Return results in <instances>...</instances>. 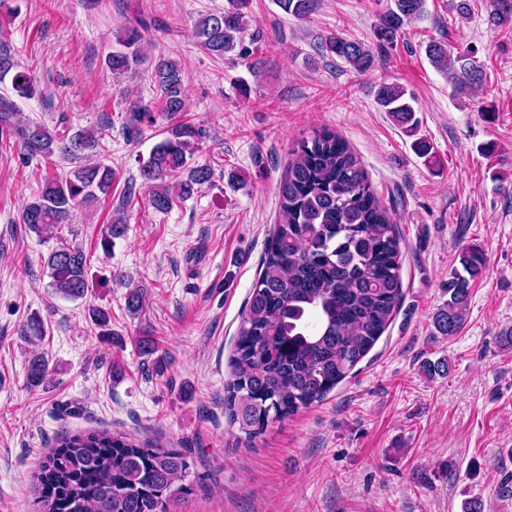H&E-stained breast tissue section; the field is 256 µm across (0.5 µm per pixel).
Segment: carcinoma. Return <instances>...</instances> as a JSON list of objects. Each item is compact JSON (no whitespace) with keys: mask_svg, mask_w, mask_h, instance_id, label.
<instances>
[{"mask_svg":"<svg viewBox=\"0 0 512 512\" xmlns=\"http://www.w3.org/2000/svg\"><path fill=\"white\" fill-rule=\"evenodd\" d=\"M288 15L308 19L318 0H277ZM250 0H228V7L208 14L194 25V36L210 54L259 71V35H246L245 10ZM427 15L426 0H391L374 30L377 46H392L401 28ZM490 21L502 26L512 20V0H497ZM140 21L122 28L123 47L108 57L112 74L120 78L143 62ZM323 51L357 72L373 65V48L359 40L331 35ZM431 64L445 74L456 94H475L486 73L469 50L452 54L448 44L432 40L426 46ZM149 78L155 96L125 111L131 135L167 121L163 139L139 161V175L149 190L151 207L167 213L178 200L211 181L206 165H191L203 128L179 121L185 110V74L170 58L158 57ZM10 80L13 95L0 96V142H13L18 157L54 162L59 157L81 164L64 178L45 176L38 196L21 213L26 229L57 245L46 260L51 286L70 299L84 298L90 288L89 256L58 236V226L71 211L96 194L109 195L115 172L90 161L99 138L90 132L70 133L60 115L54 128L21 119L14 97L30 98L34 80L16 57L13 45L0 37V82ZM406 89L381 84L376 102L399 125L414 132L413 105ZM283 222L267 241L258 279L240 322L230 377L224 384V415L253 441L269 426L284 421L323 399L367 355L394 319L403 298L400 238L391 211L381 203L360 161L336 133L322 130L301 140L292 151L279 184ZM124 214L111 219L100 238L103 251L124 232ZM462 270L448 277V302L434 317L442 335L459 333L467 310L470 282L482 274L481 251L464 249ZM97 335L110 336L111 318L99 307L88 310ZM49 365L35 356L28 367L31 387L48 383ZM201 481L188 448H164L124 434L63 435L45 457L34 480L40 512H175L178 501L192 489L189 477Z\"/></svg>","mask_w":512,"mask_h":512,"instance_id":"cac0c4a2","label":"carcinoma"}]
</instances>
